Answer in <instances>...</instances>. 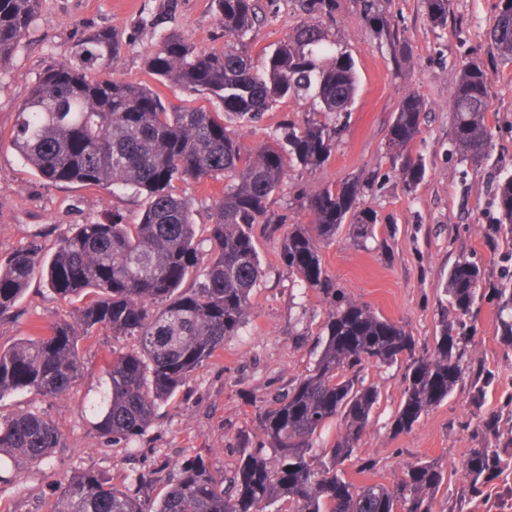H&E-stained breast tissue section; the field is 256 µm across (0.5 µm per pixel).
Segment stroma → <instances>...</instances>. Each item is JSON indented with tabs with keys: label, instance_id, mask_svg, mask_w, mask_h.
I'll use <instances>...</instances> for the list:
<instances>
[{
	"label": "stroma",
	"instance_id": "1",
	"mask_svg": "<svg viewBox=\"0 0 512 512\" xmlns=\"http://www.w3.org/2000/svg\"><path fill=\"white\" fill-rule=\"evenodd\" d=\"M157 2L43 0L33 30L0 70V258L33 240L44 253H52L73 225L108 220L116 212L126 223L137 222L142 196L123 189L48 184L12 149L10 136L30 87L48 65L69 58L76 41L90 30H117L121 46L115 75L151 83L144 62L161 32L142 20ZM497 2L450 0L447 24L436 26L427 18L424 0H374L385 23L377 35L366 27L364 0H332L328 11L319 0H260L262 20L245 39L252 58L316 21L354 59L359 89L349 112L338 119L335 151L320 167H289L269 206L280 223L253 227L265 275L252 293L249 319L160 406L142 436L114 443L82 411L113 352L133 345L132 338L113 336L105 327L81 341L84 372L68 392L53 397L24 390L0 399V414H44L61 435L59 447L42 463L18 459L0 471V512H51L60 483L78 471L106 473L132 494L146 482L160 495L185 458L203 456L220 474L234 468L237 446L253 437L259 410L286 391L313 359L328 303L282 264L279 253L292 225L312 222L303 194L324 184L365 177L359 203L378 213L367 240L355 241L343 230L323 247L329 277L338 292L409 330L418 351L434 344L446 300L443 288L457 260L483 267L484 287H512V233L497 225V187L512 174V64L502 63L487 35ZM173 25L196 47L219 49L226 43L210 0H179ZM474 55L489 77L485 122L492 140L488 156L477 163L448 151L451 94L462 63ZM411 92L423 99L426 114L412 146L426 175L415 187L406 186L393 170L386 150L395 113ZM312 116L308 103L288 99L240 134L249 145L269 144L280 127ZM77 307V300L60 298L42 279L33 278L12 312L0 318V345L46 335L50 322L71 318ZM475 324L471 364L495 375L481 404L472 403L468 383H459L410 432L397 434L391 421L404 389L405 365L366 367L365 380L378 388L380 403L361 437L356 461L345 467L347 480L357 486L387 483L417 461L435 458L446 474L435 512H448L464 485L462 465L474 445L471 425L496 415L502 427H512V348H504L497 336L494 300H480ZM365 459L374 461L373 470H362Z\"/></svg>",
	"mask_w": 512,
	"mask_h": 512
}]
</instances>
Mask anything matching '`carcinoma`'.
<instances>
[{
	"label": "carcinoma",
	"mask_w": 512,
	"mask_h": 512,
	"mask_svg": "<svg viewBox=\"0 0 512 512\" xmlns=\"http://www.w3.org/2000/svg\"><path fill=\"white\" fill-rule=\"evenodd\" d=\"M42 0H0V70L29 35ZM436 25L448 20L449 0H424ZM224 36L243 40L257 19V0H211ZM178 0H159L142 20L162 29L160 44L145 67L160 84L189 95L215 99L216 112L166 103L153 88L112 75L118 34L109 28L86 33L70 58L49 66L18 108L13 149L50 184L123 188L143 195L140 222L112 220L78 224L45 256L35 241L0 258V316L10 312L32 279L63 299H82L70 320L49 335L20 338L0 347V397L19 390L57 396L81 376V337L98 327L134 339L102 373L85 416L114 441L143 434L156 409L238 334L252 310L253 289L264 277L252 228L269 221L271 197L283 185L287 162L319 167L331 156L338 134L334 123L308 120L287 125L276 145L251 148L231 129L258 121L278 102L311 101L313 111L335 116L348 111L358 91L355 62L333 50L317 23L281 42L262 66L242 48L199 50L171 22ZM489 38L512 61V4L498 5ZM489 78L473 58L460 71L451 107L449 147L460 160L477 163L489 153L485 124ZM425 120L422 99L406 95L390 127L392 165L407 185L425 178V167L410 147ZM224 178V197L208 221L197 224L193 203L176 194L181 183ZM358 177L330 183L305 196L312 228L296 226L284 235L280 260L308 287L322 293L329 309L318 337L320 351L304 374L258 412L255 440H245L233 470L217 475L201 456L183 461L175 482L160 498L147 490L130 494L100 472H79L61 487L52 512H267L279 501L288 512H434L445 483L436 459L408 468L396 482L355 486L341 466L354 456L380 400L365 383L371 363L406 360L405 387L392 422L396 434L409 432L422 415L448 398L470 369L468 344L479 300L480 267L458 260L444 288L433 348L416 354L404 327L377 315L352 297H336L322 264L321 246L349 225L352 236L370 237L378 213L359 203ZM501 223L512 231V177L498 185ZM190 285H185L186 281ZM497 299V333L512 347V288L491 289ZM491 375L472 379L474 401L485 398ZM343 430L317 452L314 437L327 422ZM477 447L463 464L465 486L451 512H468L489 484L512 470V430L494 416L474 427ZM60 442L43 415H0V453L38 464Z\"/></svg>",
	"instance_id": "cac0c4a2"
}]
</instances>
